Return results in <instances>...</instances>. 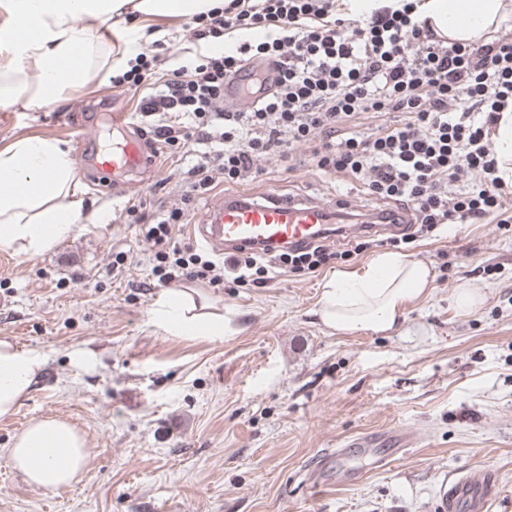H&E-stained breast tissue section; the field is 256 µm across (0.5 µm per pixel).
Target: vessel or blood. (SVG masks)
Listing matches in <instances>:
<instances>
[{"label":"vessel or blood","instance_id":"b4317fda","mask_svg":"<svg viewBox=\"0 0 512 512\" xmlns=\"http://www.w3.org/2000/svg\"><path fill=\"white\" fill-rule=\"evenodd\" d=\"M94 161L99 167L121 171L145 168L150 158L138 144L128 141L114 145L111 152H96ZM325 213L323 206L310 199L277 194L260 201L247 195L224 197L210 205L205 223L195 225L194 230L203 244L219 254L237 248L279 249L317 239L320 226L326 223ZM401 230V225L380 221L343 226L339 233L349 238L365 231L381 236ZM498 495L495 474L463 477L441 493L437 508L439 512H489Z\"/></svg>","mask_w":512,"mask_h":512}]
</instances>
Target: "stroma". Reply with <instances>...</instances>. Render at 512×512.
Returning a JSON list of instances; mask_svg holds the SVG:
<instances>
[{
	"label": "stroma",
	"instance_id": "1",
	"mask_svg": "<svg viewBox=\"0 0 512 512\" xmlns=\"http://www.w3.org/2000/svg\"><path fill=\"white\" fill-rule=\"evenodd\" d=\"M184 25L130 12L96 35L118 51L131 29L161 28L182 60L198 50ZM137 102L104 68L47 108H0V148L30 136L61 141L78 198L101 216L50 252L0 250V337L45 361L17 412L0 418V512H435L449 482L489 471L499 481L491 512H512V223L490 217L403 245L435 279L388 334H336L319 321L325 277L392 249L383 236L359 253L354 240L331 237L343 260L262 288L165 284L141 225L116 217L130 201L179 199L178 154L104 187L69 124ZM292 165L212 195L275 191L328 209L340 199L363 213L377 206L360 185L311 168L303 149ZM467 282L484 298L462 314L453 295ZM164 293L223 316V337L154 326ZM43 416L86 439L89 458L71 487L29 485L8 457L15 435ZM397 427L414 431V447L347 445Z\"/></svg>",
	"mask_w": 512,
	"mask_h": 512
}]
</instances>
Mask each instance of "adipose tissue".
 Returning a JSON list of instances; mask_svg holds the SVG:
<instances>
[{"instance_id": "1", "label": "adipose tissue", "mask_w": 512, "mask_h": 512, "mask_svg": "<svg viewBox=\"0 0 512 512\" xmlns=\"http://www.w3.org/2000/svg\"><path fill=\"white\" fill-rule=\"evenodd\" d=\"M220 0H0V107L37 111L82 87L101 67L120 70L135 58L142 38L132 30L120 56L102 51L94 30L115 15L190 18ZM512 12V0H415L413 14L437 37L480 41ZM83 27H76V20ZM38 71L28 87L26 70ZM76 172L59 142L23 138L0 149V248L27 254L51 251L83 219L76 198ZM430 266L408 254L384 250L352 272L326 277L320 319L339 333L399 329L406 305L431 288ZM155 326L175 336H220L222 320L189 314L185 301L170 294L153 304ZM44 366L34 352L0 338V418L13 415L29 396ZM14 467L33 486L59 489L80 480L88 458L84 436L70 423L43 416L31 420L9 450Z\"/></svg>"}]
</instances>
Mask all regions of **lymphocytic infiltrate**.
I'll return each instance as SVG.
<instances>
[{
	"instance_id": "f902f5d3",
	"label": "lymphocytic infiltrate",
	"mask_w": 512,
	"mask_h": 512,
	"mask_svg": "<svg viewBox=\"0 0 512 512\" xmlns=\"http://www.w3.org/2000/svg\"><path fill=\"white\" fill-rule=\"evenodd\" d=\"M193 22L189 34L205 43L204 54L168 70L157 41L112 79L116 88L145 89L136 110L151 121L154 150L192 160L179 200L122 212L147 223L160 281L217 288L229 276L261 288L271 275L310 274L341 259L322 237L295 250H241L219 265L172 238L218 184L266 180L271 160L288 162L300 146L321 173L403 203L421 234L479 223L512 202L489 139L512 99L511 32L477 48L450 44L405 12L338 18L336 0H229ZM255 29L276 35L220 45L225 33ZM241 76L247 82L229 101L224 86Z\"/></svg>"
}]
</instances>
